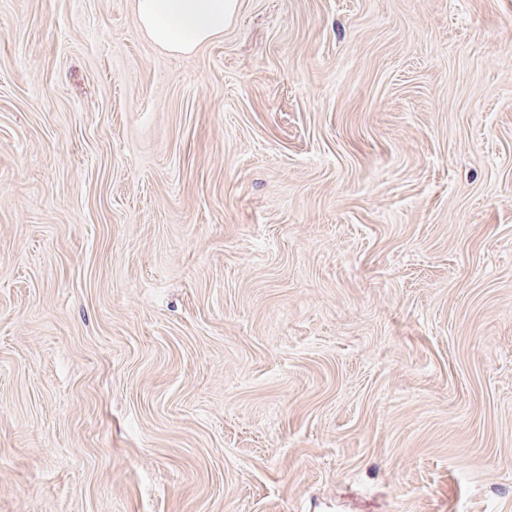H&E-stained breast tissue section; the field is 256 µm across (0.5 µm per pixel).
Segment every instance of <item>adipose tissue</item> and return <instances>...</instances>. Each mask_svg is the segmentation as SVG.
<instances>
[{"label": "adipose tissue", "mask_w": 512, "mask_h": 512, "mask_svg": "<svg viewBox=\"0 0 512 512\" xmlns=\"http://www.w3.org/2000/svg\"><path fill=\"white\" fill-rule=\"evenodd\" d=\"M239 0H135L139 25L153 43L184 55L223 34Z\"/></svg>", "instance_id": "ef3b65f1"}]
</instances>
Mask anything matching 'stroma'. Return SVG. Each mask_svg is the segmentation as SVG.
I'll list each match as a JSON object with an SVG mask.
<instances>
[{
  "instance_id": "obj_1",
  "label": "stroma",
  "mask_w": 512,
  "mask_h": 512,
  "mask_svg": "<svg viewBox=\"0 0 512 512\" xmlns=\"http://www.w3.org/2000/svg\"><path fill=\"white\" fill-rule=\"evenodd\" d=\"M0 512H512V0H0ZM238 7L239 0H135L141 29L153 43L178 55L223 34Z\"/></svg>"
}]
</instances>
